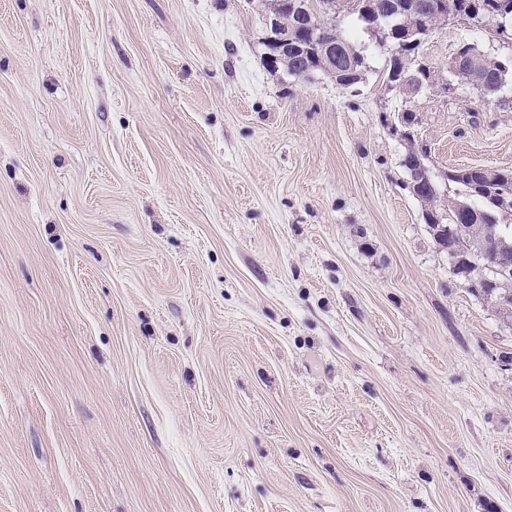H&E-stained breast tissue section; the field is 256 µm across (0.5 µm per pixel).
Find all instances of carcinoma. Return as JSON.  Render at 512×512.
Listing matches in <instances>:
<instances>
[{"instance_id": "1", "label": "carcinoma", "mask_w": 512, "mask_h": 512, "mask_svg": "<svg viewBox=\"0 0 512 512\" xmlns=\"http://www.w3.org/2000/svg\"><path fill=\"white\" fill-rule=\"evenodd\" d=\"M303 14L285 13L282 15L283 26L298 34V40L288 45L281 61L288 73L301 76L307 71L323 72L335 78L340 86H351L349 78L351 70L364 71V56L358 52L351 40L336 27V23L329 20V15L336 12L338 0H301ZM409 0H361V4L352 7L358 19L369 26L374 24L384 32L386 39L394 44L402 45L406 36L423 27V22L416 14L407 12L405 4ZM430 10L426 11L428 25L438 27L451 18L479 19L495 28V33L507 36L512 32V0H424ZM309 23L315 27L327 23L333 26V35L336 36V53L342 65L336 70L317 69L315 60L322 54V41L317 35H300L304 24ZM420 44H415L403 55L393 56L386 71V81L392 82L395 77L405 74L409 77H419L424 86H429L431 79L438 73L427 74L419 69L421 61L418 60ZM509 70L506 61L486 55L480 51L472 55L461 65L459 75L455 80L460 82L473 73L479 79L475 87L479 95L480 104L491 102L498 98L502 88L505 74ZM448 180L461 187L465 195L482 202V207L473 211L471 223L463 225L462 238L470 243L472 252L468 258L472 263V281L470 284L480 286L482 275L486 272L485 259L475 250V244L487 237L488 225L497 223L501 217L499 202L501 196L512 192V171L501 169L493 178L481 175L470 176L464 174H450Z\"/></svg>"}]
</instances>
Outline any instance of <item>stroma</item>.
Here are the masks:
<instances>
[{
  "mask_svg": "<svg viewBox=\"0 0 512 512\" xmlns=\"http://www.w3.org/2000/svg\"><path fill=\"white\" fill-rule=\"evenodd\" d=\"M262 0H0V512H512V318L407 188L512 170V72L349 88ZM512 41L451 19L420 58ZM416 114L414 140L397 112Z\"/></svg>",
  "mask_w": 512,
  "mask_h": 512,
  "instance_id": "35a3bbf8",
  "label": "stroma"
}]
</instances>
